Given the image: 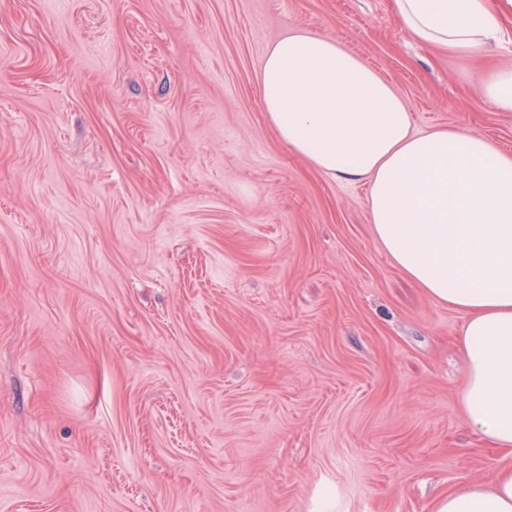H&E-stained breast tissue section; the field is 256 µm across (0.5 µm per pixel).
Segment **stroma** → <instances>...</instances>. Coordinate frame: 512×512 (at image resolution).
I'll list each match as a JSON object with an SVG mask.
<instances>
[{
  "label": "stroma",
  "mask_w": 512,
  "mask_h": 512,
  "mask_svg": "<svg viewBox=\"0 0 512 512\" xmlns=\"http://www.w3.org/2000/svg\"><path fill=\"white\" fill-rule=\"evenodd\" d=\"M292 30L512 152V54L460 66L393 0H0V512H429L512 464L462 316L272 127ZM482 92L499 111L512 112V65L489 68L483 79Z\"/></svg>",
  "instance_id": "stroma-1"
}]
</instances>
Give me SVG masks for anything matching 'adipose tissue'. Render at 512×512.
<instances>
[{
  "label": "adipose tissue",
  "mask_w": 512,
  "mask_h": 512,
  "mask_svg": "<svg viewBox=\"0 0 512 512\" xmlns=\"http://www.w3.org/2000/svg\"><path fill=\"white\" fill-rule=\"evenodd\" d=\"M413 37L466 63L504 47L512 0H395ZM262 102L314 168L368 185L375 238L436 303L464 318L469 425L512 453V153L462 129L413 133L402 97L335 40L291 33L266 53ZM431 512H512V466L463 481Z\"/></svg>",
  "instance_id": "obj_1"
}]
</instances>
